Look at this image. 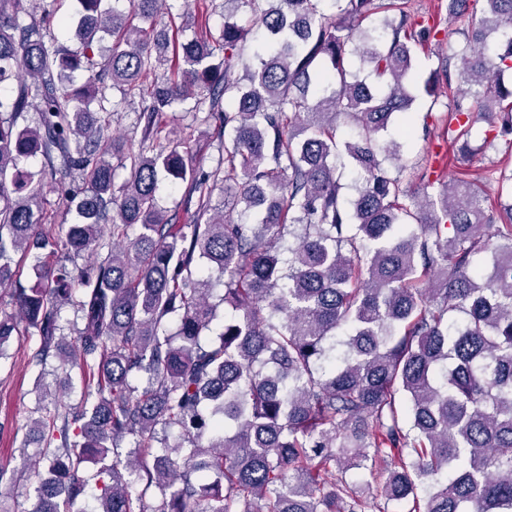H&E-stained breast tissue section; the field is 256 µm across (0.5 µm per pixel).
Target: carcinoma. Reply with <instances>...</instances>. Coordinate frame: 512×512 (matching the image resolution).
<instances>
[{
  "label": "carcinoma",
  "instance_id": "1",
  "mask_svg": "<svg viewBox=\"0 0 512 512\" xmlns=\"http://www.w3.org/2000/svg\"><path fill=\"white\" fill-rule=\"evenodd\" d=\"M166 2L77 0L73 50L48 39L57 0L37 17L0 0V86L18 84L0 95V358L35 336L28 364L88 374L30 423L29 512H85L94 487L92 512H512V203L486 206L488 174L405 179L390 137L453 85L458 155L480 121L512 135V0H447L462 40L425 75L435 26L411 0H224L218 32L182 41ZM108 83L140 91L136 153L90 109ZM205 96L224 139L209 173L157 144L159 116ZM162 174L194 223L158 206ZM46 182L75 223H42Z\"/></svg>",
  "mask_w": 512,
  "mask_h": 512
}]
</instances>
